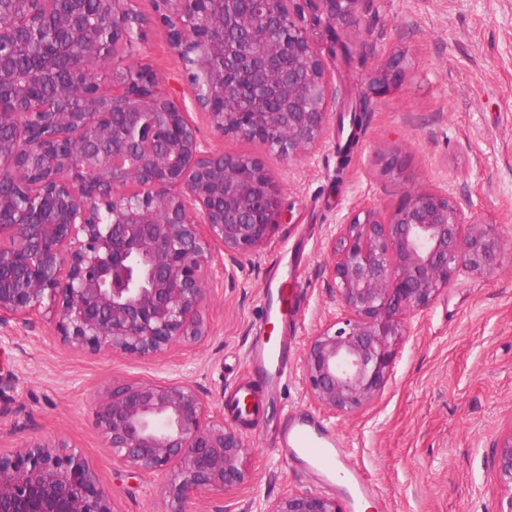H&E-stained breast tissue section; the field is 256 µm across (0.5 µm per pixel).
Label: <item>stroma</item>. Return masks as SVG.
<instances>
[{
	"mask_svg": "<svg viewBox=\"0 0 512 512\" xmlns=\"http://www.w3.org/2000/svg\"><path fill=\"white\" fill-rule=\"evenodd\" d=\"M359 21L362 42L347 68L327 57L332 33L319 38L328 128L294 161L252 142L214 137L161 25L113 59L116 67L150 68L215 148L259 156L281 181L285 219L205 303L210 334L195 346L154 360L95 353L63 342L46 311L28 326L1 329L0 448L29 436L67 439L97 469L121 512H163L153 480L113 462L93 411L112 382L186 377L214 396L246 444L245 483L202 504L201 512L217 505L224 512H265L286 491H317L273 451L275 424L287 408L336 429L350 463L380 490L382 508L368 512H494L502 494L497 449L512 431V0H362ZM396 55L405 61L403 81L370 92V72ZM392 151L407 159L404 181L380 173L381 156ZM437 187L464 212L496 226L503 265L490 276H454L428 307L406 318L382 395L366 411L335 416L308 397L301 375L304 348L333 311L325 271L331 236L361 208L389 211L406 190ZM297 251L300 305L287 319L261 325L268 292L287 276ZM260 325L291 346L288 377L276 387L250 366ZM249 386L263 410L244 421L228 404Z\"/></svg>",
	"mask_w": 512,
	"mask_h": 512,
	"instance_id": "stroma-1",
	"label": "stroma"
}]
</instances>
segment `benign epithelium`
<instances>
[{
	"label": "benign epithelium",
	"instance_id": "1",
	"mask_svg": "<svg viewBox=\"0 0 512 512\" xmlns=\"http://www.w3.org/2000/svg\"><path fill=\"white\" fill-rule=\"evenodd\" d=\"M133 2L98 0L93 21L87 0H58L57 11L0 23V46L25 27L52 32L24 74L0 51V327L26 326L46 305L69 343L153 359L208 335L200 309L217 265L237 266L269 239L284 215L282 189L258 157L205 141L150 71L98 67L157 21L214 133L294 160L326 130L329 86L313 30L352 35L360 0H155L153 19ZM100 25L112 29L110 48ZM404 74L393 57L370 74V88ZM380 170L402 180L405 158L391 152ZM504 250L496 227L435 189L339 225L326 267L338 316L303 353L313 401L341 416L370 407L393 371L401 317L460 271L495 273ZM94 424L112 460L158 482L165 512H192L246 479L243 437L188 380L114 382ZM496 471V512H512V431ZM0 512L119 510L75 446L35 437L0 450ZM268 512L344 510L288 491Z\"/></svg>",
	"mask_w": 512,
	"mask_h": 512
}]
</instances>
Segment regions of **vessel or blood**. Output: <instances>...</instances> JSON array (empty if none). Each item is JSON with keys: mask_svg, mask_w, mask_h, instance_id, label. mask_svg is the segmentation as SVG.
Segmentation results:
<instances>
[{"mask_svg": "<svg viewBox=\"0 0 512 512\" xmlns=\"http://www.w3.org/2000/svg\"><path fill=\"white\" fill-rule=\"evenodd\" d=\"M250 361L255 372L269 383L288 371L287 347H274L264 337H253ZM284 461L305 468L324 489L347 494L351 500L379 498L377 486L358 467L345 461L336 432L302 411L284 414L274 441Z\"/></svg>", "mask_w": 512, "mask_h": 512, "instance_id": "1", "label": "vessel or blood"}]
</instances>
